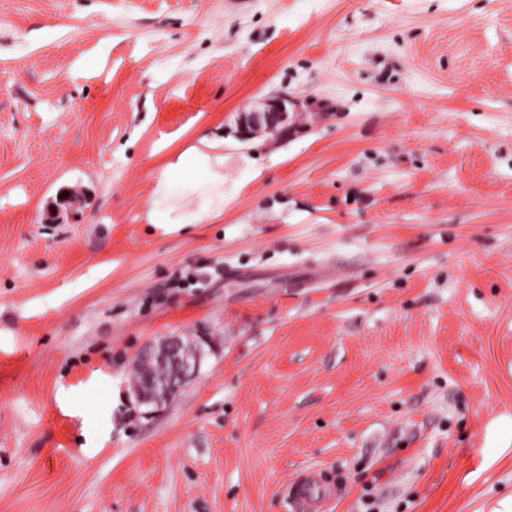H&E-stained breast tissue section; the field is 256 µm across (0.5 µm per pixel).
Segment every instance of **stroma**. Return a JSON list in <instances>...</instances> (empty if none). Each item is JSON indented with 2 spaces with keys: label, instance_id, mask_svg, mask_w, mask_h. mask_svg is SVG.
<instances>
[{
  "label": "stroma",
  "instance_id": "35a3bbf8",
  "mask_svg": "<svg viewBox=\"0 0 512 512\" xmlns=\"http://www.w3.org/2000/svg\"><path fill=\"white\" fill-rule=\"evenodd\" d=\"M206 127L224 216L165 232ZM164 336L210 350L152 413ZM311 466L333 512L512 496V0H0V512H289ZM288 103L296 105L287 98L268 99L261 108L245 107L237 119V138L246 141L258 134H278L288 128ZM224 135L201 131L169 154L155 177L146 221L178 231L224 215Z\"/></svg>",
  "mask_w": 512,
  "mask_h": 512
}]
</instances>
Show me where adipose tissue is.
Wrapping results in <instances>:
<instances>
[{"label":"adipose tissue","mask_w":512,"mask_h":512,"mask_svg":"<svg viewBox=\"0 0 512 512\" xmlns=\"http://www.w3.org/2000/svg\"><path fill=\"white\" fill-rule=\"evenodd\" d=\"M224 139L199 132L169 154L155 177L147 223L172 232L224 213Z\"/></svg>","instance_id":"adipose-tissue-1"}]
</instances>
